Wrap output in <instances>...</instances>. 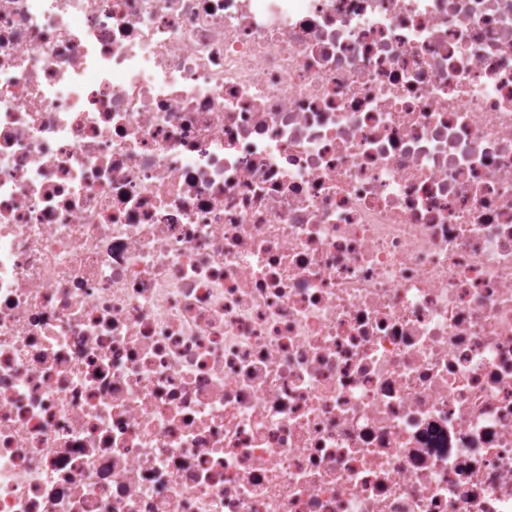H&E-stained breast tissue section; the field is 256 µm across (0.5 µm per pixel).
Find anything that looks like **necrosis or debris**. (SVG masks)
<instances>
[{
  "instance_id": "4bbe7bcc",
  "label": "necrosis or debris",
  "mask_w": 512,
  "mask_h": 512,
  "mask_svg": "<svg viewBox=\"0 0 512 512\" xmlns=\"http://www.w3.org/2000/svg\"><path fill=\"white\" fill-rule=\"evenodd\" d=\"M0 512H512V0H0Z\"/></svg>"
}]
</instances>
